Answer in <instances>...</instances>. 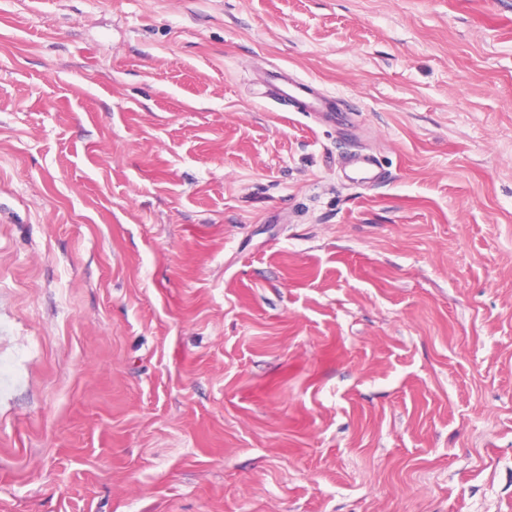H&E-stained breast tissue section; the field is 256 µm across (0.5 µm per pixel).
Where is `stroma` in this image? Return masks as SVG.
<instances>
[{"label": "stroma", "mask_w": 512, "mask_h": 512, "mask_svg": "<svg viewBox=\"0 0 512 512\" xmlns=\"http://www.w3.org/2000/svg\"><path fill=\"white\" fill-rule=\"evenodd\" d=\"M0 512H512V0H0ZM270 83L274 88V98L296 101L300 104V112L314 113L329 122L336 121L332 101L316 93L308 82L294 79L288 73H279L270 78ZM344 177L363 186L380 185L384 176L377 158L365 152H356L340 162Z\"/></svg>", "instance_id": "obj_1"}]
</instances>
